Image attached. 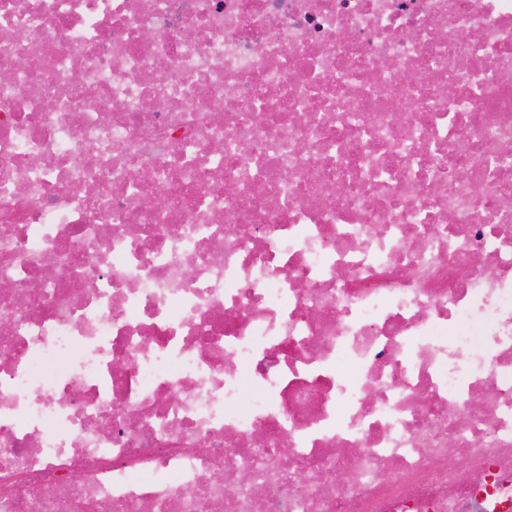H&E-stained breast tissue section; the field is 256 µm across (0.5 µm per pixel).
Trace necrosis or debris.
I'll return each instance as SVG.
<instances>
[{
  "label": "necrosis or debris",
  "instance_id": "4bbe7bcc",
  "mask_svg": "<svg viewBox=\"0 0 512 512\" xmlns=\"http://www.w3.org/2000/svg\"><path fill=\"white\" fill-rule=\"evenodd\" d=\"M1 283L0 512H512V0H0Z\"/></svg>",
  "mask_w": 512,
  "mask_h": 512
}]
</instances>
